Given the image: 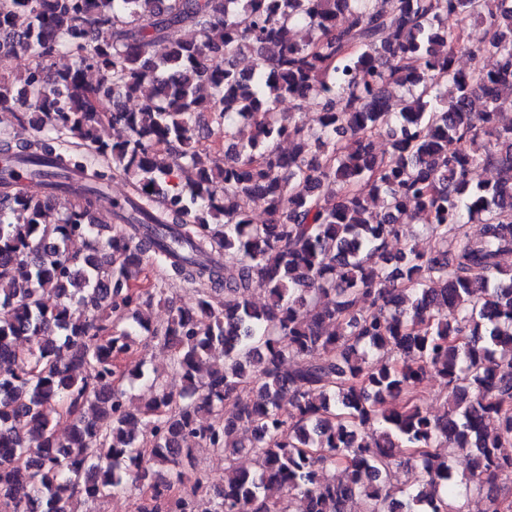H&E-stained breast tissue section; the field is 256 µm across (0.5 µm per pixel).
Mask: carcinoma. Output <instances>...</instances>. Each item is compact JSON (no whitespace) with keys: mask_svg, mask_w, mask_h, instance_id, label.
Here are the masks:
<instances>
[{"mask_svg":"<svg viewBox=\"0 0 512 512\" xmlns=\"http://www.w3.org/2000/svg\"><path fill=\"white\" fill-rule=\"evenodd\" d=\"M60 53L71 66L52 67ZM21 54L25 77H0V108L35 131L0 132V502L77 512L148 488L136 512L202 493L213 512H464L460 452L465 494L512 512V0H0V59ZM397 88L410 99L394 112ZM310 98L315 125L280 116ZM118 123L127 136L103 140ZM208 123L222 146L205 162ZM118 177L134 196L107 210ZM151 265L197 301L147 327L164 294L141 278ZM141 336L170 350L181 388L140 374L152 396L134 415L118 357ZM428 374L440 414L419 403ZM239 434L255 469L189 476L188 439L232 454Z\"/></svg>","mask_w":512,"mask_h":512,"instance_id":"carcinoma-1","label":"carcinoma"}]
</instances>
